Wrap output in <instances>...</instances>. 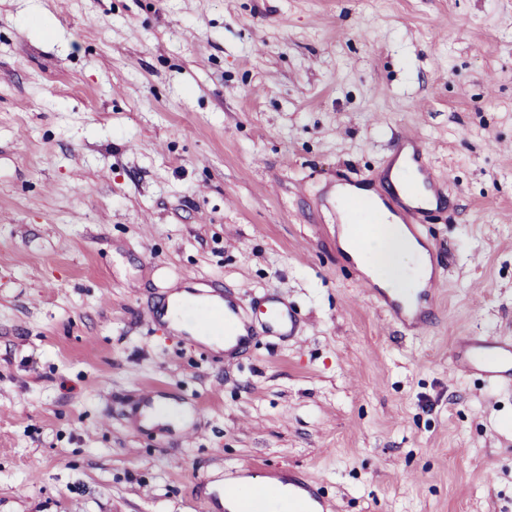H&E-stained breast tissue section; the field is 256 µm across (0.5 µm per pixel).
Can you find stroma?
Here are the masks:
<instances>
[{"mask_svg": "<svg viewBox=\"0 0 512 512\" xmlns=\"http://www.w3.org/2000/svg\"><path fill=\"white\" fill-rule=\"evenodd\" d=\"M405 128L443 184L413 331L331 195L384 190ZM166 277L297 328L224 356ZM469 336L512 340V0H0V512H213L227 472L512 512V384L449 374ZM167 288H171L172 291L168 294L166 305L161 311L162 320L167 322L170 328L178 332H185L190 334L191 338L197 342L207 345L212 350L220 352L222 350L229 351L236 346V339L224 340V336H203L199 333L196 328L178 318V308L180 305L187 301H193L205 306H224V300L217 295L211 296H195L188 290L179 289L174 281L169 282L166 285ZM420 302L421 292L419 294L418 304L415 309L407 310L399 300L389 295L384 297L382 301L386 311L403 327L409 329H415L418 327L417 319L420 315ZM269 305L265 308L264 314L266 318L264 325L266 329L272 332H282L283 329L288 327V335L291 333L295 326L293 313L284 302L268 301ZM142 424H170L174 427H186L188 419L182 410L173 403L164 400H155L151 407L144 409Z\"/></svg>", "mask_w": 512, "mask_h": 512, "instance_id": "1", "label": "stroma"}]
</instances>
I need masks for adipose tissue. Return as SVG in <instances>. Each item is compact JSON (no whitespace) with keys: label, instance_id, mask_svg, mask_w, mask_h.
<instances>
[{"label":"adipose tissue","instance_id":"obj_1","mask_svg":"<svg viewBox=\"0 0 512 512\" xmlns=\"http://www.w3.org/2000/svg\"><path fill=\"white\" fill-rule=\"evenodd\" d=\"M337 200L360 199L369 203L378 215L381 225L377 235L368 240L367 245L375 253L377 264L365 267L364 272L379 288L386 292L402 294L404 299H412L416 290L425 287L431 275V262L427 250L411 235L405 224L393 213L372 190L355 187H337ZM197 300L205 306H222L219 296L192 297L185 289L175 288L169 293L162 311V319L170 328L190 334L192 339L202 342L214 351L231 350L235 342L220 336H204L195 327L178 318V308L190 300Z\"/></svg>","mask_w":512,"mask_h":512}]
</instances>
